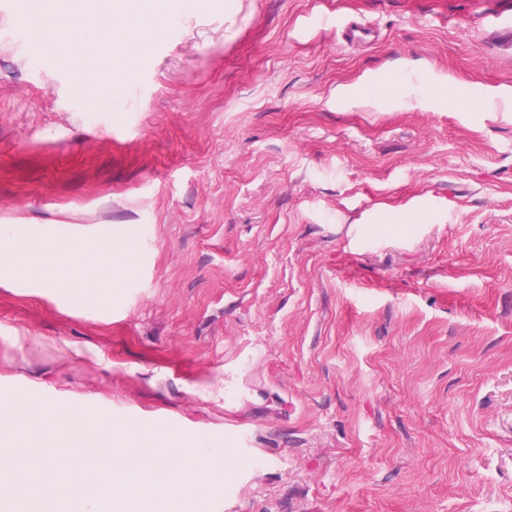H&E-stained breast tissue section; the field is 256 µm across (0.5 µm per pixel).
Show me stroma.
<instances>
[{"mask_svg": "<svg viewBox=\"0 0 512 512\" xmlns=\"http://www.w3.org/2000/svg\"><path fill=\"white\" fill-rule=\"evenodd\" d=\"M70 9L0 0V225L109 245L112 293L10 254L0 382L246 428L197 512H512V0H193L114 83L36 31ZM224 447V440L220 443V448ZM239 448H223V453L221 456H215L211 460L212 469L217 470L220 473V480L216 484H208L201 487L197 491V495L200 498L210 497V496H224V490L233 486L237 479L238 473L233 468H230L227 465V458L231 454L238 452ZM234 454V455H235Z\"/></svg>", "mask_w": 512, "mask_h": 512, "instance_id": "stroma-1", "label": "stroma"}]
</instances>
